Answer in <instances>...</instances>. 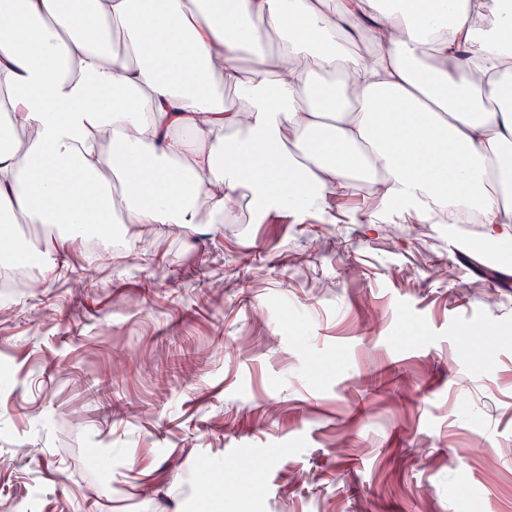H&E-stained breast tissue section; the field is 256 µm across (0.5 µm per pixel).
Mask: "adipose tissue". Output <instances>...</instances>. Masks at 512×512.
I'll use <instances>...</instances> for the list:
<instances>
[{"instance_id":"ef3b65f1","label":"adipose tissue","mask_w":512,"mask_h":512,"mask_svg":"<svg viewBox=\"0 0 512 512\" xmlns=\"http://www.w3.org/2000/svg\"><path fill=\"white\" fill-rule=\"evenodd\" d=\"M364 193L512 240V0H0V264Z\"/></svg>"}]
</instances>
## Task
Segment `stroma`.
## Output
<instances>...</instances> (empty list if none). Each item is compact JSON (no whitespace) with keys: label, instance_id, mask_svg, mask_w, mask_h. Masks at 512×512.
I'll return each mask as SVG.
<instances>
[{"label":"stroma","instance_id":"stroma-1","mask_svg":"<svg viewBox=\"0 0 512 512\" xmlns=\"http://www.w3.org/2000/svg\"><path fill=\"white\" fill-rule=\"evenodd\" d=\"M369 207L0 287V512H512V271Z\"/></svg>","mask_w":512,"mask_h":512}]
</instances>
